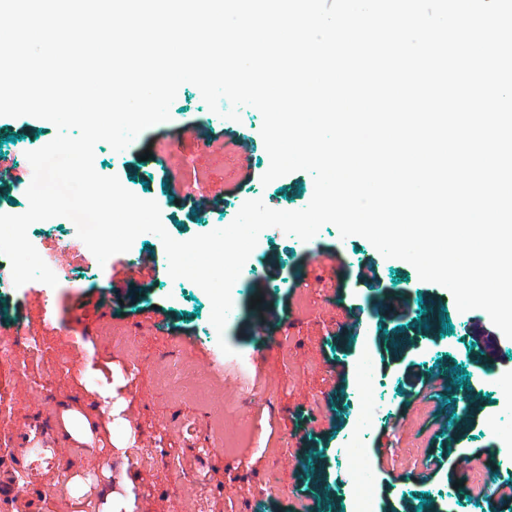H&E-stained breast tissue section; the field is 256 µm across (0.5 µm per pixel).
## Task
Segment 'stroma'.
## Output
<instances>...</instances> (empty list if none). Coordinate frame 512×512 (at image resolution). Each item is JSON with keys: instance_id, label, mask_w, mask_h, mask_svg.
<instances>
[{"instance_id": "stroma-1", "label": "stroma", "mask_w": 512, "mask_h": 512, "mask_svg": "<svg viewBox=\"0 0 512 512\" xmlns=\"http://www.w3.org/2000/svg\"><path fill=\"white\" fill-rule=\"evenodd\" d=\"M170 110V121L143 131L123 156L101 142L95 158L118 168L131 192L158 203L172 237L206 233L228 208L252 199L276 210L308 205L314 183L305 171L242 187L249 167H269L256 109L243 108L237 122L224 119L186 84ZM197 129L218 141L248 138L253 148L243 159L203 148ZM55 135L51 124L0 129V154L17 166L1 207L27 209L32 170L20 165L19 151ZM198 183L222 206L172 199L174 189ZM134 254L146 268L129 280L121 303L104 309L95 300L105 286L80 266L56 287L0 297V442L10 449L0 475H39L23 498L0 490V512H85L76 488L55 485L53 467L19 447L43 425L62 442L63 467L95 500L127 487L135 512H351L344 458L357 417L372 406L381 414L365 446L378 512H512V494L474 501L448 492L466 481L465 462L478 452L494 477L512 482V400L474 385L482 362L466 314L412 265L384 258L363 237L341 238L332 224L306 242L266 232L223 336L236 355H255L244 371L236 355L223 357L210 332L206 293L169 276L159 237L139 235ZM316 254L335 257L340 275L312 269ZM387 297L403 313H378ZM48 305L51 325L43 320ZM366 355L384 392L372 406L354 400L356 365ZM458 391L465 402L455 399ZM79 421L85 434L66 436ZM191 478L192 492L185 488Z\"/></svg>"}]
</instances>
